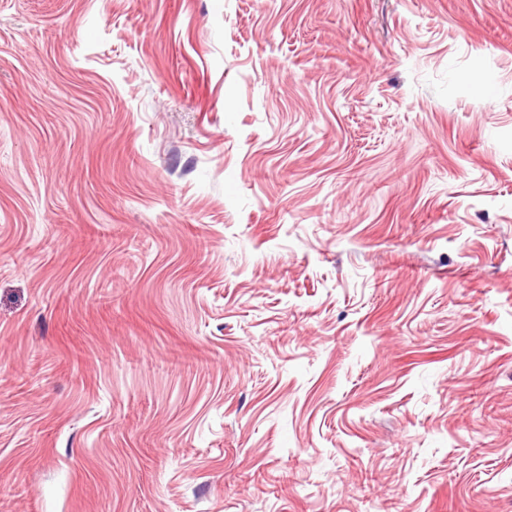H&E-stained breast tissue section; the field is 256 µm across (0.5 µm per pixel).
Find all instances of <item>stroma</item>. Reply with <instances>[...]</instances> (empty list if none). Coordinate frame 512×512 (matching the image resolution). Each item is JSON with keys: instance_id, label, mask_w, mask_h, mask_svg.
Returning a JSON list of instances; mask_svg holds the SVG:
<instances>
[{"instance_id": "35a3bbf8", "label": "stroma", "mask_w": 512, "mask_h": 512, "mask_svg": "<svg viewBox=\"0 0 512 512\" xmlns=\"http://www.w3.org/2000/svg\"><path fill=\"white\" fill-rule=\"evenodd\" d=\"M0 512H512V0H0Z\"/></svg>"}]
</instances>
